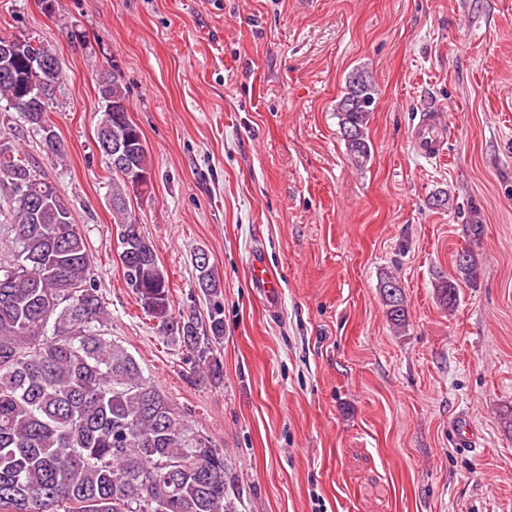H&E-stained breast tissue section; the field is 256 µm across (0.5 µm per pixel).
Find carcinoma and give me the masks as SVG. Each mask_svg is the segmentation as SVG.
<instances>
[{
  "label": "carcinoma",
  "mask_w": 512,
  "mask_h": 512,
  "mask_svg": "<svg viewBox=\"0 0 512 512\" xmlns=\"http://www.w3.org/2000/svg\"><path fill=\"white\" fill-rule=\"evenodd\" d=\"M0 34V111L15 112L41 133L51 159L65 156L49 112L62 77L30 67L55 50ZM98 86V128L124 143L134 170L150 176L141 129L129 115L120 77L106 71ZM376 87L363 71L348 75L336 105L349 159L371 158L368 123ZM111 206L123 277L144 313L212 374L213 345L224 336V309L214 303L205 324L175 316L168 273L153 245L129 215L126 179L112 170ZM0 196L11 209L12 246L0 253V512H239V495L211 439L151 383L135 357L101 329L105 301L93 278L88 242L66 200L0 131ZM205 252L195 254L198 286L213 297L217 279ZM455 276L439 281L442 306L451 309L461 285L480 277L476 257L455 256ZM386 315L397 331L408 324L403 289L381 281Z\"/></svg>",
  "instance_id": "1"
}]
</instances>
